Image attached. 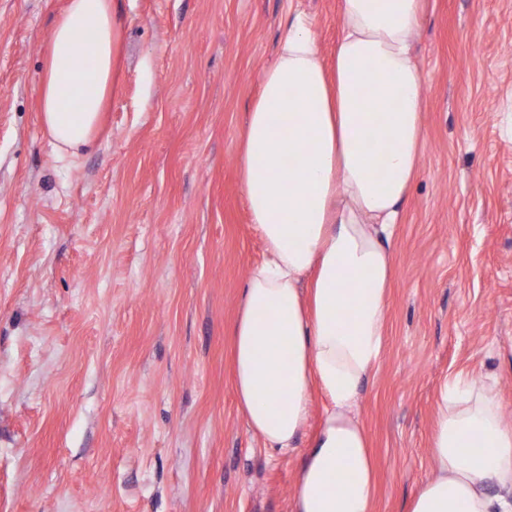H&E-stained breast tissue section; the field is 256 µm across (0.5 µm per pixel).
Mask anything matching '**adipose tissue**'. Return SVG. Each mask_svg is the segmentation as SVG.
Here are the masks:
<instances>
[{
  "label": "adipose tissue",
  "mask_w": 512,
  "mask_h": 512,
  "mask_svg": "<svg viewBox=\"0 0 512 512\" xmlns=\"http://www.w3.org/2000/svg\"><path fill=\"white\" fill-rule=\"evenodd\" d=\"M338 12L329 63L308 15L289 12L240 155L265 252L232 328L234 388L266 453L304 454L291 512H375L358 390L381 356L389 243L423 144V80L411 52L422 0H338ZM112 66V0H67L39 80L59 156L93 146ZM317 390L327 405L301 449ZM431 464L408 512H512V427L494 388L442 387Z\"/></svg>",
  "instance_id": "adipose-tissue-1"
}]
</instances>
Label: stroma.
Masks as SVG:
<instances>
[{"label":"stroma","mask_w":512,"mask_h":512,"mask_svg":"<svg viewBox=\"0 0 512 512\" xmlns=\"http://www.w3.org/2000/svg\"><path fill=\"white\" fill-rule=\"evenodd\" d=\"M67 0H0V512H290L301 452L238 409L230 328L263 244L239 154L289 8L325 58L338 0H112L95 143L59 158L39 77ZM425 145L358 396L376 512L431 476L436 397L512 415V0H426Z\"/></svg>","instance_id":"35a3bbf8"}]
</instances>
